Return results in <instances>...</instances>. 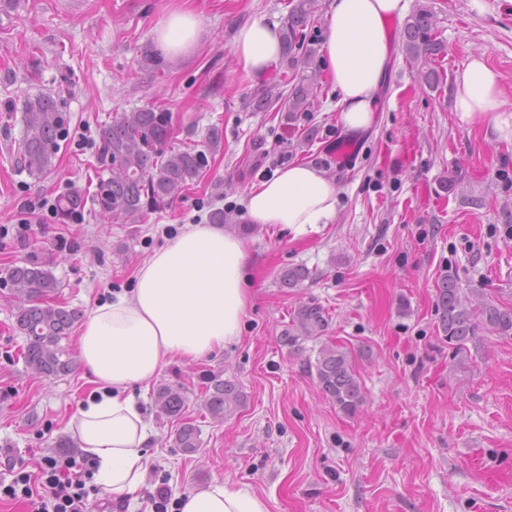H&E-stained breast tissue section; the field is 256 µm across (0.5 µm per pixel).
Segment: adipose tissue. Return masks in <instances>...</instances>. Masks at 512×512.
Here are the masks:
<instances>
[{
    "label": "adipose tissue",
    "instance_id": "1",
    "mask_svg": "<svg viewBox=\"0 0 512 512\" xmlns=\"http://www.w3.org/2000/svg\"><path fill=\"white\" fill-rule=\"evenodd\" d=\"M407 0H329L324 52L340 97L339 125L363 132L375 121L377 93L390 61L387 22ZM202 30L198 13L182 0L154 28L167 56L191 53ZM233 53L250 78H262L281 57L278 24L241 26ZM455 111L490 120L499 138L512 140V113L502 110L496 73L484 55L471 56L455 78ZM334 180L306 162H293L247 195L251 223L276 224L299 239L336 215ZM247 241L223 227L188 223L137 267L131 289L96 302L77 338L80 362L94 389L79 403L68 430L97 464L93 480L115 500L142 486L154 426L141 386L174 360L197 362L237 342L248 315ZM180 512H270L268 500L224 480L180 497Z\"/></svg>",
    "mask_w": 512,
    "mask_h": 512
}]
</instances>
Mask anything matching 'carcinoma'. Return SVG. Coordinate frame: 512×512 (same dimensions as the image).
<instances>
[{"label":"carcinoma","instance_id":"obj_1","mask_svg":"<svg viewBox=\"0 0 512 512\" xmlns=\"http://www.w3.org/2000/svg\"><path fill=\"white\" fill-rule=\"evenodd\" d=\"M317 11V0H293L282 23V62L286 70L279 74V81L290 86V92L281 101L265 88H258L249 100L253 111L269 112L275 108L290 115L310 110L321 74L313 67L317 50L307 39L306 30L312 26ZM404 38L409 61L421 66L423 83L437 87L441 74L434 63L443 47L433 13L427 6H418L408 16ZM69 122V116L52 94L25 100L24 134L13 154L15 167L34 179L50 173L61 142L68 138ZM173 132L172 113L159 108L124 112L103 124L98 132L95 190L90 195L69 190L58 196L54 203L57 222H74L88 204L103 218L137 220L180 197L210 170L213 153L223 142V130L218 125L208 127L201 146L186 149L170 146ZM51 265L48 255L33 250L20 264L8 268L3 277V282L23 300L15 319L17 329L27 341L25 363L46 377L70 371L71 360L60 342L68 338L77 319L76 311L66 309L54 298L59 282L50 270ZM307 278L309 271L303 267L289 268L280 276L286 288H294ZM435 309L443 340L458 354L481 326L500 336L512 335V309L502 310L489 303L474 310L462 298L451 275H444L438 284ZM327 327L328 316L322 306L304 304L296 314V332H288L282 343L298 352L301 341L321 336ZM307 367L315 370L320 390L341 412L348 416L358 412L365 396L345 348L326 342L315 362H307ZM206 395L205 408L214 418L224 417L244 400L235 381L217 376L209 378ZM154 399L163 414L181 422L175 438L177 447L185 452L195 451L200 444V430L184 421L186 397L181 388L161 384Z\"/></svg>","mask_w":512,"mask_h":512}]
</instances>
